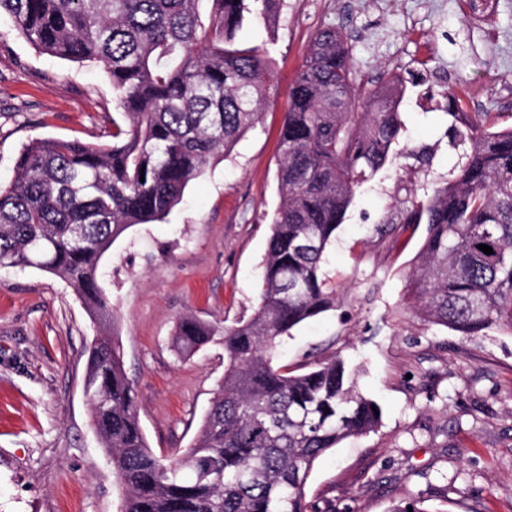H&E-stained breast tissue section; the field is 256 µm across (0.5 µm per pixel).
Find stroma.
I'll list each match as a JSON object with an SVG mask.
<instances>
[{"label": "stroma", "instance_id": "obj_1", "mask_svg": "<svg viewBox=\"0 0 512 512\" xmlns=\"http://www.w3.org/2000/svg\"><path fill=\"white\" fill-rule=\"evenodd\" d=\"M463 0H285L277 31L250 22L246 47L266 50L271 95L231 155L212 161L164 220L137 224L102 261L100 286L152 450L190 447L224 376L212 343L190 356L175 344L179 321L216 327L249 316L268 222L279 200V133L288 91L312 36L330 23L347 39L355 74L416 69L422 49L447 85L479 91L482 112L512 113V0L491 27ZM112 84L85 67L34 49L0 19V182H9L35 138L109 142ZM444 99L410 96L402 118L409 147L388 179L356 195L324 270L338 308L294 328L277 365L296 372L344 360L359 391L381 409L378 429L344 440L315 464L306 485L320 512H387L424 499L431 512H512V336L466 339L416 316L407 274L426 235L412 226L373 241L411 191L447 175L454 132ZM95 327L63 279L35 268H0V512H121L122 489L91 426L84 392Z\"/></svg>", "mask_w": 512, "mask_h": 512}]
</instances>
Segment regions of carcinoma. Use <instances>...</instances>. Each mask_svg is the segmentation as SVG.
Wrapping results in <instances>:
<instances>
[{"label": "carcinoma", "instance_id": "cac0c4a2", "mask_svg": "<svg viewBox=\"0 0 512 512\" xmlns=\"http://www.w3.org/2000/svg\"><path fill=\"white\" fill-rule=\"evenodd\" d=\"M0 0V16L36 49L102 66L115 93L112 144L35 138L0 184V267L65 280L100 327L88 352L91 419L125 488L122 512H314L305 487L315 462L381 416L340 359L301 374L273 363L280 339L336 309L323 263L357 191L399 159L408 87L384 74L357 92L342 35L321 25L290 89L279 134V202L270 222L252 314L219 331L184 317L176 344L190 354L222 336L224 379L194 444L156 455L137 415L101 262L136 224L164 219L188 183L227 157L258 122L269 60L237 47L253 19L275 25L284 0ZM461 151L447 178L375 225L377 241L427 225L408 276L423 320L471 339L512 336V125L503 112H467L445 93ZM485 244L493 253L485 254Z\"/></svg>", "mask_w": 512, "mask_h": 512}]
</instances>
